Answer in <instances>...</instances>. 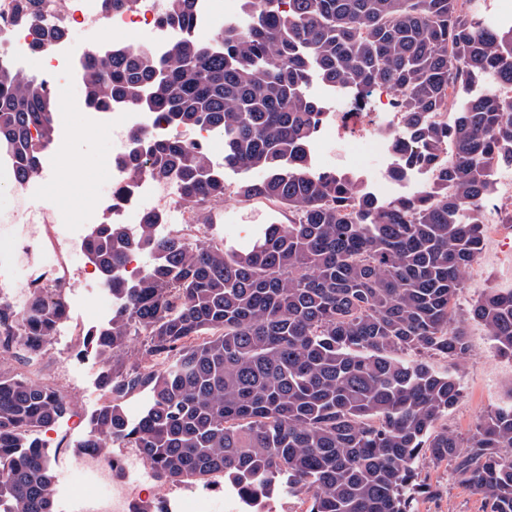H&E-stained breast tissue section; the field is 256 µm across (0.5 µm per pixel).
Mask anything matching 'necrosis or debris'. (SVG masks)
Here are the masks:
<instances>
[{
	"instance_id": "4bbe7bcc",
	"label": "necrosis or debris",
	"mask_w": 512,
	"mask_h": 512,
	"mask_svg": "<svg viewBox=\"0 0 512 512\" xmlns=\"http://www.w3.org/2000/svg\"><path fill=\"white\" fill-rule=\"evenodd\" d=\"M15 0H0V63L12 66L31 56H39L52 74L50 91L57 102L54 121L59 126L67 124V110L72 102L68 96L69 74L75 63L87 62L94 52L93 47L72 48L69 39H61L43 49H36L40 32L35 28H19L13 23ZM165 10L164 0H135L133 7L119 14L108 15L101 0H45L44 26H63L66 29L83 27L96 30L139 29L143 34L142 45L154 58L164 57L172 45L184 36L182 30L168 28L160 23ZM404 122L401 113L394 108L373 111L366 95L350 100L346 109L336 115V135L344 137L353 132L359 142L375 145L379 151L397 157L394 145L388 144L384 136L390 131H399ZM140 127L150 132L159 131L157 121L141 113L128 114L111 122L108 134L112 140V157L109 163L112 174L110 189L126 188L122 200L105 208L102 223L125 225L128 233H135L136 225L145 212L156 204L170 203L171 209L166 225L168 233H176L192 221L190 210L183 200L180 184L173 179L153 180L132 174L121 164L128 144L130 131ZM13 222L22 226L23 250L28 259L29 273L25 289L8 295L7 300L17 310H25L29 291L48 289L61 296H69L80 276L68 259L72 252L87 250L89 234L84 228L56 223L46 213L29 211L13 215ZM53 251L56 260L47 265L41 262L43 251ZM134 454L117 452L103 458L99 449H84L79 476L88 486V493L79 495V504L89 506L91 512H135L136 493L123 474L137 468Z\"/></svg>"
}]
</instances>
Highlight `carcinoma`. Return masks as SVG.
Masks as SVG:
<instances>
[{"label":"carcinoma","instance_id":"obj_1","mask_svg":"<svg viewBox=\"0 0 512 512\" xmlns=\"http://www.w3.org/2000/svg\"><path fill=\"white\" fill-rule=\"evenodd\" d=\"M193 2L166 0L162 23L191 28ZM478 11L479 0H241L238 20L162 59L92 55L91 107L219 132L225 163L262 177L231 188L204 147L131 131L122 164L177 179L206 234L160 236L159 211L132 237L96 225L88 247L116 308L90 333L106 400L82 447L137 448L164 483L220 474L254 512L297 493L310 495L306 512H412L414 495L434 492L419 474L427 456L452 463L484 512H512V401L463 441L437 428L460 398L457 373L431 366L471 352L454 299L483 245L487 170L512 166V96L460 98L481 80L512 87V25L482 23ZM41 12L42 0H18L16 20L35 26ZM315 75L397 93L406 126L392 174L430 172L417 195L381 200L360 176L314 168L330 115L305 92ZM53 109L47 81L0 66V153L23 178L53 139ZM229 191L288 223L225 247L207 231ZM135 252L152 263L129 284L119 270ZM470 316L512 359V289L486 292ZM66 318L65 300L46 289L22 316L0 301V347L38 353ZM145 388L152 402L131 421L121 402ZM68 407L50 386L0 374V504L11 512H56L49 454L29 436Z\"/></svg>","mask_w":512,"mask_h":512}]
</instances>
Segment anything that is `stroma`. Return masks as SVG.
<instances>
[{
  "mask_svg": "<svg viewBox=\"0 0 512 512\" xmlns=\"http://www.w3.org/2000/svg\"><path fill=\"white\" fill-rule=\"evenodd\" d=\"M111 119L108 112L91 115L73 110L70 126L74 136L67 138L59 134L43 146L42 164L55 168L57 176L36 183L35 189L44 195L59 218L75 216L82 210L95 219L101 216L105 205L100 195L110 178L107 159L112 153V142L106 128ZM346 153L345 144L327 135L316 140L313 161L322 170L350 169L363 175L371 185L382 180L388 167L384 158L346 165L342 162ZM223 210L224 221L212 233L216 239L234 246L243 244L255 225L283 221L273 207L256 201L243 203L228 197ZM503 233V228L497 225H486L482 251L467 269L464 286L455 298L457 315L467 320L471 354L459 372L463 395L442 423L464 439L483 415L512 399V359L496 355L484 326L466 317L472 303L489 289H512V241L503 240ZM67 304L70 319L81 326L77 338H70L66 329H58L33 364L15 353L0 357L1 373L18 374L50 385L69 402L68 412L38 434L50 454L56 475L59 512H66L68 507V485L79 481L71 470L74 450L88 434L94 416L104 403L100 379L105 366L91 348L88 335L112 316V298L94 275L79 280ZM419 468L436 494L420 500L417 512H482L480 496L454 481L449 464L423 459Z\"/></svg>",
  "mask_w": 512,
  "mask_h": 512,
  "instance_id": "obj_1",
  "label": "stroma"
}]
</instances>
